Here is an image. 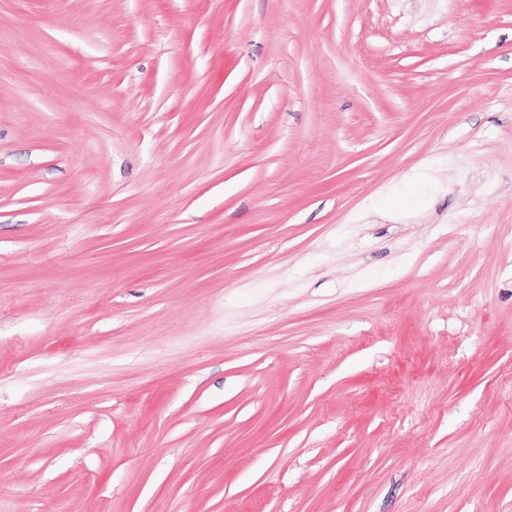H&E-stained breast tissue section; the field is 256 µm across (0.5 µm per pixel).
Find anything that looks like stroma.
<instances>
[{
    "instance_id": "stroma-1",
    "label": "stroma",
    "mask_w": 512,
    "mask_h": 512,
    "mask_svg": "<svg viewBox=\"0 0 512 512\" xmlns=\"http://www.w3.org/2000/svg\"><path fill=\"white\" fill-rule=\"evenodd\" d=\"M0 512H512V0H0Z\"/></svg>"
}]
</instances>
